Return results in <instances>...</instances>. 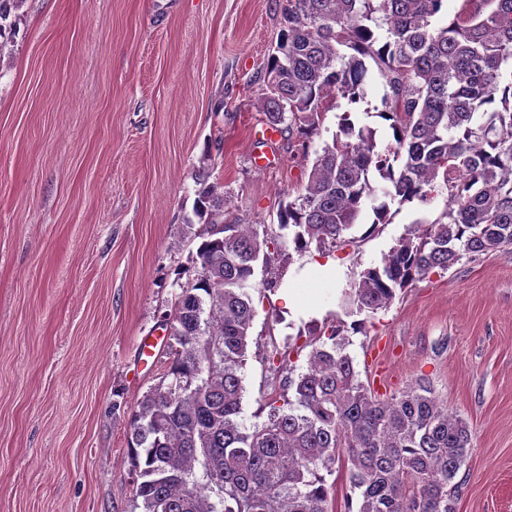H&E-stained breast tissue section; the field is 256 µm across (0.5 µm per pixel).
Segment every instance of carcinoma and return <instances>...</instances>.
Returning <instances> with one entry per match:
<instances>
[{
	"instance_id": "cac0c4a2",
	"label": "carcinoma",
	"mask_w": 512,
	"mask_h": 512,
	"mask_svg": "<svg viewBox=\"0 0 512 512\" xmlns=\"http://www.w3.org/2000/svg\"><path fill=\"white\" fill-rule=\"evenodd\" d=\"M25 0H0V53L15 43ZM283 29L260 98L267 125L318 134L328 100L336 130L298 195L280 204V233L224 211V189L196 176L202 227L195 274L166 314L169 362L132 414L128 455L143 512H329L327 477L346 466L347 512H457L472 434L426 379L389 398L360 379L345 325H332L296 374L292 350L265 419L239 421L242 369L255 316L257 268L270 275L280 240L319 252L355 243L391 206L444 209L365 268L351 312L387 308L397 292L462 259L512 249V0H284ZM385 81L378 116L392 142L359 119L372 73Z\"/></svg>"
}]
</instances>
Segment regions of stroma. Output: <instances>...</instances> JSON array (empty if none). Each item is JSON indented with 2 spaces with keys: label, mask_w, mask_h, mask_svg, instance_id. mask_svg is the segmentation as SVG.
<instances>
[{
  "label": "stroma",
  "mask_w": 512,
  "mask_h": 512,
  "mask_svg": "<svg viewBox=\"0 0 512 512\" xmlns=\"http://www.w3.org/2000/svg\"><path fill=\"white\" fill-rule=\"evenodd\" d=\"M283 0H25L13 50L0 54V512H142L127 434L169 361L163 315L195 244L186 233L206 171L227 208L276 230L324 139H255L267 58ZM444 195L405 204L389 223L356 226L354 244L302 260L336 269L325 312L285 316L254 281L255 339L240 417L258 421L269 355L308 329L349 333L360 378L381 396L427 378L473 438L457 512H512V252L462 260L349 313L361 272Z\"/></svg>",
  "instance_id": "stroma-1"
}]
</instances>
